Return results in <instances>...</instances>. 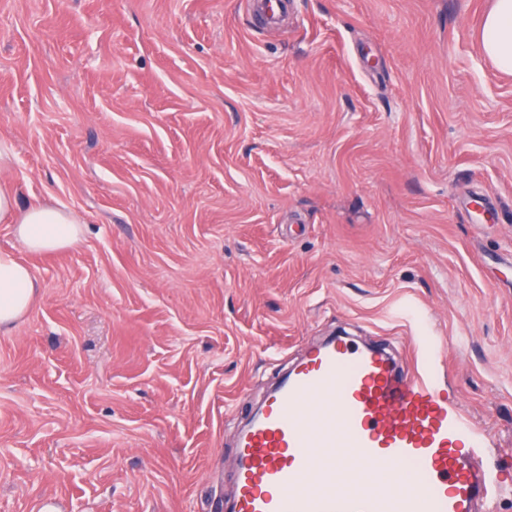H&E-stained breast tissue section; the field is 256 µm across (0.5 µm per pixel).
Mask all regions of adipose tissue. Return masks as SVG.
<instances>
[{"instance_id":"1","label":"adipose tissue","mask_w":512,"mask_h":512,"mask_svg":"<svg viewBox=\"0 0 512 512\" xmlns=\"http://www.w3.org/2000/svg\"><path fill=\"white\" fill-rule=\"evenodd\" d=\"M485 55L501 72L512 73V0H494L482 30ZM0 221L31 253H61L76 244L82 221L71 211L47 201L20 205L13 191L0 187ZM39 289L30 268L13 254L0 252V329L21 321L37 303Z\"/></svg>"}]
</instances>
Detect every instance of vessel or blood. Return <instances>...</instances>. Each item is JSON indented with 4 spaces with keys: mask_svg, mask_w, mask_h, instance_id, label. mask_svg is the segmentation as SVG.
Returning <instances> with one entry per match:
<instances>
[{
    "mask_svg": "<svg viewBox=\"0 0 512 512\" xmlns=\"http://www.w3.org/2000/svg\"><path fill=\"white\" fill-rule=\"evenodd\" d=\"M277 21L285 0H249ZM486 431L427 357L339 336L310 348L236 453L235 512H496ZM344 489H337V482Z\"/></svg>",
    "mask_w": 512,
    "mask_h": 512,
    "instance_id": "obj_1",
    "label": "vessel or blood"
}]
</instances>
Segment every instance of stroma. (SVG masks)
<instances>
[{
  "label": "stroma",
  "mask_w": 512,
  "mask_h": 512,
  "mask_svg": "<svg viewBox=\"0 0 512 512\" xmlns=\"http://www.w3.org/2000/svg\"><path fill=\"white\" fill-rule=\"evenodd\" d=\"M492 0H0V184L85 222L0 251V512H225L241 430L314 343L433 337L512 452V75ZM249 11L268 22L277 21L284 13L287 5L283 0H247ZM484 54L503 73H512V0H495L482 30ZM38 298L31 269L13 254L0 252V329H9L21 321Z\"/></svg>",
  "instance_id": "1"
}]
</instances>
